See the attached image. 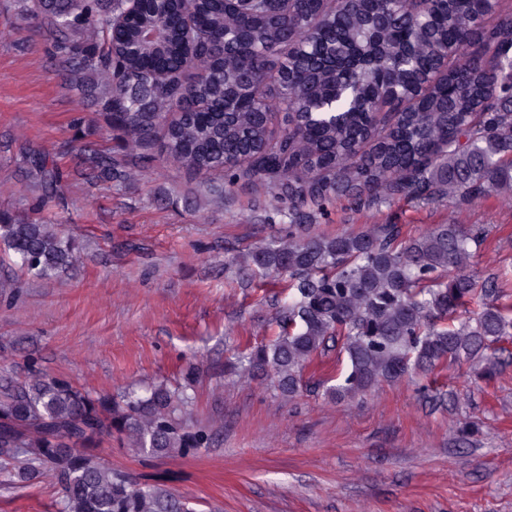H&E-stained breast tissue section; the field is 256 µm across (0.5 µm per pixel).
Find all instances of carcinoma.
Here are the masks:
<instances>
[{
    "label": "carcinoma",
    "instance_id": "carcinoma-1",
    "mask_svg": "<svg viewBox=\"0 0 512 512\" xmlns=\"http://www.w3.org/2000/svg\"><path fill=\"white\" fill-rule=\"evenodd\" d=\"M40 22L65 83L102 107L124 138L121 155L89 154L92 177L128 180L131 159L159 138L168 158L208 178L217 196L239 182L288 200L304 223L254 249L250 265L288 275L279 333L238 360L245 377L296 394L302 371L336 346L347 359L326 387L333 400L354 398L382 382L475 359L512 335V303H502L503 275L473 277L467 268L480 240L460 224H438L408 239L395 224L324 236L311 230L344 195L362 209L404 196L422 204L476 205L512 194V14L488 26L497 0H418L394 14L389 0H268L239 7L182 0L126 17L127 0H25ZM163 29L168 74L128 46L141 27ZM225 34L224 54L210 46ZM277 71L276 87L266 83ZM392 92L416 97L375 117L374 100ZM195 103L203 115L164 122ZM281 120L278 137L271 125ZM49 195L53 167L31 160ZM0 288H13V263L49 279L79 250L56 224L0 215ZM475 303L462 319L458 309ZM196 369L187 384H159L116 398L34 369L0 386V474L29 481L52 476L62 488L57 512H192L156 487L136 488L90 448L117 437L140 454L194 456L210 447L192 421Z\"/></svg>",
    "mask_w": 512,
    "mask_h": 512
}]
</instances>
